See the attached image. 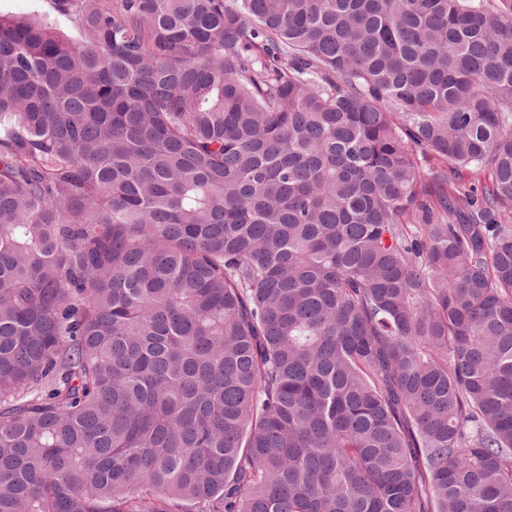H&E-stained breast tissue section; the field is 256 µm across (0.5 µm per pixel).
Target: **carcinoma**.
<instances>
[{
    "instance_id": "obj_1",
    "label": "carcinoma",
    "mask_w": 512,
    "mask_h": 512,
    "mask_svg": "<svg viewBox=\"0 0 512 512\" xmlns=\"http://www.w3.org/2000/svg\"><path fill=\"white\" fill-rule=\"evenodd\" d=\"M51 2L0 15V512H512V0ZM0 14L10 15H48L56 18L50 0H0ZM59 28L68 37L76 38L78 35L77 25L74 18L57 17Z\"/></svg>"
}]
</instances>
